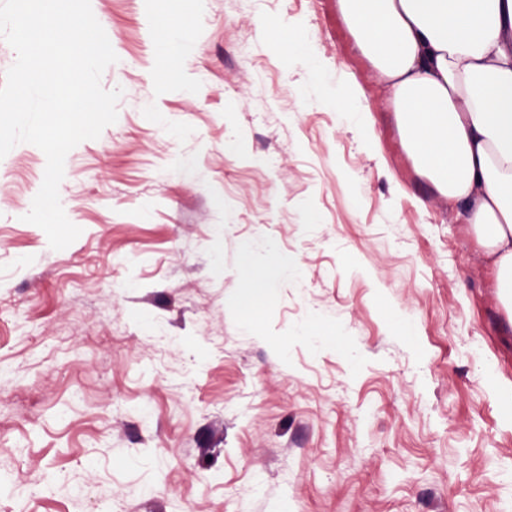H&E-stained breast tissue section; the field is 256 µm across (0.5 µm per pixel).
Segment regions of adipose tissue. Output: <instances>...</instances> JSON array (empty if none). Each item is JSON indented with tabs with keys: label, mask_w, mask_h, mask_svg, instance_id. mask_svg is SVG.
Returning a JSON list of instances; mask_svg holds the SVG:
<instances>
[{
	"label": "adipose tissue",
	"mask_w": 512,
	"mask_h": 512,
	"mask_svg": "<svg viewBox=\"0 0 512 512\" xmlns=\"http://www.w3.org/2000/svg\"><path fill=\"white\" fill-rule=\"evenodd\" d=\"M357 48L389 87L396 120L420 175L449 205L462 207L495 275L512 324V0H339ZM288 40L311 76L328 87L347 126L367 127L356 94L323 74L303 31ZM275 256L295 284L304 266L255 237L240 248L247 290L239 307L251 313L260 266Z\"/></svg>",
	"instance_id": "adipose-tissue-1"
}]
</instances>
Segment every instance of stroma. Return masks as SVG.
Segmentation results:
<instances>
[{
    "instance_id": "stroma-1",
    "label": "stroma",
    "mask_w": 512,
    "mask_h": 512,
    "mask_svg": "<svg viewBox=\"0 0 512 512\" xmlns=\"http://www.w3.org/2000/svg\"><path fill=\"white\" fill-rule=\"evenodd\" d=\"M91 6L122 95L66 157L67 248L7 191L41 186L44 153L0 159V512H502L487 462L512 467V325L337 0H204L171 80L164 0ZM275 21L351 83L368 128L306 93ZM259 236L307 277L266 262L248 320L239 248ZM328 320L323 348L297 333Z\"/></svg>"
}]
</instances>
